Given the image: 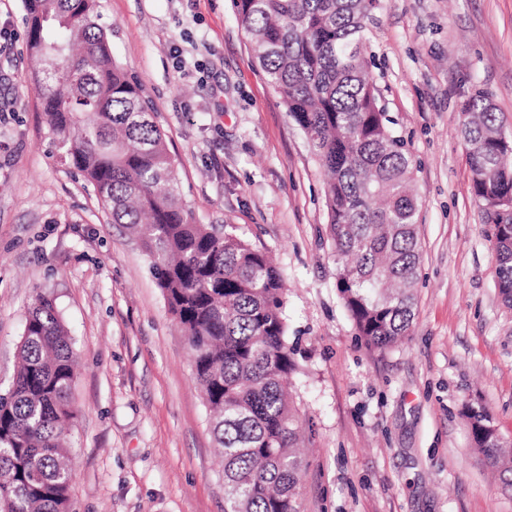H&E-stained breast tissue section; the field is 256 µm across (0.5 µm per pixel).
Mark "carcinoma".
Instances as JSON below:
<instances>
[{"mask_svg": "<svg viewBox=\"0 0 512 512\" xmlns=\"http://www.w3.org/2000/svg\"><path fill=\"white\" fill-rule=\"evenodd\" d=\"M268 82L325 170L336 288L359 338L410 335L421 243L416 164L379 103L364 31L373 0H234ZM30 57L52 156L82 177L137 238L187 336L194 377L224 452V512H300L306 436L288 391L281 271L232 224H198L183 204L164 134L140 84L112 55L95 0H25ZM474 197L492 226L498 293L512 309V136L488 93L461 104ZM20 366L0 393V512H68L64 433L75 359L56 299L38 294ZM474 449L512 492V444L466 407Z\"/></svg>", "mask_w": 512, "mask_h": 512, "instance_id": "obj_1", "label": "carcinoma"}]
</instances>
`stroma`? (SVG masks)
<instances>
[{
    "instance_id": "35a3bbf8",
    "label": "stroma",
    "mask_w": 512,
    "mask_h": 512,
    "mask_svg": "<svg viewBox=\"0 0 512 512\" xmlns=\"http://www.w3.org/2000/svg\"><path fill=\"white\" fill-rule=\"evenodd\" d=\"M112 54L166 135L200 224H233L287 289L290 378L312 445L301 512H512L465 405L512 439V309L471 192L459 106L488 92L512 135V0H375L381 102L417 163L412 332L362 343L336 289L324 173L259 66L233 0H98ZM23 0H0V389L33 297H55L79 366L69 512H224L185 336L140 242L52 157Z\"/></svg>"
}]
</instances>
